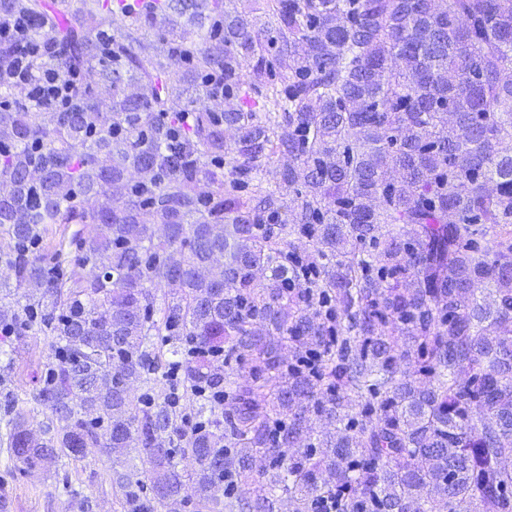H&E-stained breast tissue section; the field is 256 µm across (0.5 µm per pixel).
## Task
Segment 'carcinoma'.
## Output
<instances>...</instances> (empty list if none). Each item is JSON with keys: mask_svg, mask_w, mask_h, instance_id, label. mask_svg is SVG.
<instances>
[{"mask_svg": "<svg viewBox=\"0 0 512 512\" xmlns=\"http://www.w3.org/2000/svg\"><path fill=\"white\" fill-rule=\"evenodd\" d=\"M205 2L0 0L112 97L0 80V322L55 339L14 461L99 448L126 512H512V0Z\"/></svg>", "mask_w": 512, "mask_h": 512, "instance_id": "cac0c4a2", "label": "carcinoma"}]
</instances>
